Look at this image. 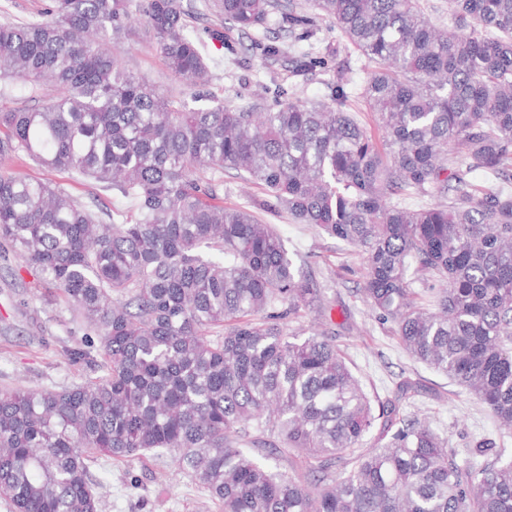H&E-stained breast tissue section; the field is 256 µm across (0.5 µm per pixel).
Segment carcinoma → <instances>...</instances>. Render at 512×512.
Segmentation results:
<instances>
[{
	"instance_id": "cac0c4a2",
	"label": "carcinoma",
	"mask_w": 512,
	"mask_h": 512,
	"mask_svg": "<svg viewBox=\"0 0 512 512\" xmlns=\"http://www.w3.org/2000/svg\"><path fill=\"white\" fill-rule=\"evenodd\" d=\"M49 0L0 21V78L44 91L0 107V259H23L101 337L95 371L61 389L0 390V498L13 512H100L90 465L171 456L224 512H512V461L458 459L373 400L324 332L321 288L260 215L360 249L362 293L415 361L512 429V0ZM294 42L330 26L371 64L350 111L278 87L277 106L165 95L125 68L142 33L187 89L209 66L188 18ZM263 58L283 53L257 39ZM24 155L127 199L109 223ZM482 169L494 182L477 185ZM257 189L224 202V177ZM427 197L437 199L424 204ZM414 270L442 288L419 294ZM380 436L366 439L374 428ZM298 460L285 475L270 453Z\"/></svg>"
}]
</instances>
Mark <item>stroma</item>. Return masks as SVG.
<instances>
[{
  "instance_id": "1",
  "label": "stroma",
  "mask_w": 512,
  "mask_h": 512,
  "mask_svg": "<svg viewBox=\"0 0 512 512\" xmlns=\"http://www.w3.org/2000/svg\"><path fill=\"white\" fill-rule=\"evenodd\" d=\"M250 45L249 38L234 30L225 31L223 41L205 40L212 94L243 102L251 99L257 84L270 87L293 81L303 102H329V73L297 79L292 76V60L300 52L328 55L351 71L354 83L348 92L355 99L353 107L359 110L365 127L375 130L370 113L364 112L357 99L368 64L335 30L322 26L310 41L290 46L275 61L262 59ZM121 59L130 71L160 91L175 88L174 79L145 38L131 36L121 50ZM23 171L30 178L59 183L87 203L96 197L110 207L128 205L127 200L76 175L50 171L30 161L24 163ZM270 223L289 253L301 254L318 281L337 325L335 344L370 396L391 399L401 381L416 382L418 392L401 402V415L425 420L460 454L471 451L477 441L488 439L512 459V431L499 428L474 396L413 361L389 324L378 321L362 293L364 262L356 248L285 217L271 218ZM98 343V336L62 298L45 288L34 270L14 261H0V390L58 389L78 382L89 374L90 365L72 359L70 350ZM91 474L101 500L100 512H223L211 501L205 486L179 470L169 457L132 463L104 457L92 467Z\"/></svg>"
}]
</instances>
